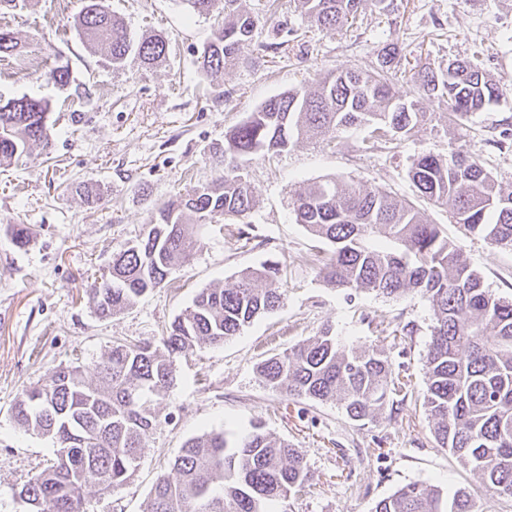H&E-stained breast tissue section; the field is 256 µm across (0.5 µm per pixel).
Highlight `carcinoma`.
I'll list each match as a JSON object with an SVG mask.
<instances>
[{
    "mask_svg": "<svg viewBox=\"0 0 512 512\" xmlns=\"http://www.w3.org/2000/svg\"><path fill=\"white\" fill-rule=\"evenodd\" d=\"M241 2L188 0L194 13L221 17L197 58L201 72L224 73L252 40L256 22ZM297 2L311 22L336 32L353 21L364 0ZM76 24L115 69L131 56L147 68L166 58V36L134 39L102 0H84ZM21 56L18 38L0 28V58ZM391 63L385 59L371 73L346 68L320 74L312 87L269 98L225 133L215 158L222 174L156 206L143 234L113 254L109 275L87 285L96 311L108 317L132 307L190 262L200 244L195 230L251 213L256 196L247 167L254 157L278 155L304 139L329 140L352 127L370 130L362 140L369 151L421 126L425 98L446 107L448 122L462 125L502 95L467 60L448 63L446 73L429 62L419 65L410 76L418 95L403 94ZM49 111L43 98L0 99V161H18L34 145L51 148ZM409 177L419 197L447 207L468 234L512 251V183L499 181L479 159L459 150L446 157L424 154L413 160ZM293 215L330 245L320 274L331 286L392 299L415 293L429 303L422 405L435 443L479 479L486 497L512 499V298L485 288L439 225L378 186L315 183L296 194ZM282 282L277 262L246 268L229 288L200 290L160 344H115L93 364L91 381L79 366L58 367L23 389L12 410L17 424L69 449L21 488L27 512H85L88 489L123 485L138 466L177 358L222 345L278 308ZM256 374L285 398L332 401L353 421L373 420L410 386L385 350H358L329 327L264 360ZM172 471L173 477L157 478L145 512H272L276 501L311 479L303 451L260 421L232 441L222 430L188 439ZM373 512L487 510L463 488L445 494L413 482L378 501Z\"/></svg>",
    "mask_w": 512,
    "mask_h": 512,
    "instance_id": "cac0c4a2",
    "label": "carcinoma"
}]
</instances>
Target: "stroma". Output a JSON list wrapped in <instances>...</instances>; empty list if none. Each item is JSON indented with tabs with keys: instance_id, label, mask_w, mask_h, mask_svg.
Returning a JSON list of instances; mask_svg holds the SVG:
<instances>
[{
	"instance_id": "35a3bbf8",
	"label": "stroma",
	"mask_w": 512,
	"mask_h": 512,
	"mask_svg": "<svg viewBox=\"0 0 512 512\" xmlns=\"http://www.w3.org/2000/svg\"><path fill=\"white\" fill-rule=\"evenodd\" d=\"M386 2L364 0L353 24L332 33L296 0H245L256 20L253 39L218 77L195 65L216 18L194 14L186 0H105L132 37L167 36L166 59L152 69L133 58L112 68L83 42L74 26L83 0H18L0 11V27L19 37L25 54H38L45 71L68 68L72 79L62 90L0 60V98L49 99L53 134L50 151L36 147L22 162L0 164V512H24L18 491L55 460L50 438L26 434L12 418L24 388L58 365H92L113 343L158 340L199 290L232 285L241 270L266 260L284 270L280 307L223 346L177 359L136 472L118 488L89 489L86 512H143L157 476L170 473L187 439L211 428L234 435L255 420L301 448L312 474L309 487L277 501L275 512H372L411 482L482 497L473 473L437 447L422 408L428 303L413 293L389 299L328 285L320 268L329 247L292 213L294 195L319 181L382 187L440 225L492 293H512V252L451 223L408 177L417 155L461 150L512 183V150L496 145L512 132V0ZM389 51L403 69L419 60L471 61L503 94L464 125L427 103L431 120L396 147L362 151L367 131L352 127L329 143L305 140L273 159L254 158L248 171L257 203L236 231L202 229L192 259L167 283L123 313L96 314L84 285L108 272L113 252L143 232L157 204L213 178L208 158L225 132L274 95L336 69L373 71ZM83 186L97 190V204L83 200ZM13 224L28 226V246L10 242ZM407 324L413 334L401 335ZM328 325L350 345L389 353L411 381L405 399L362 424L335 403L288 399L259 382V361Z\"/></svg>"
}]
</instances>
